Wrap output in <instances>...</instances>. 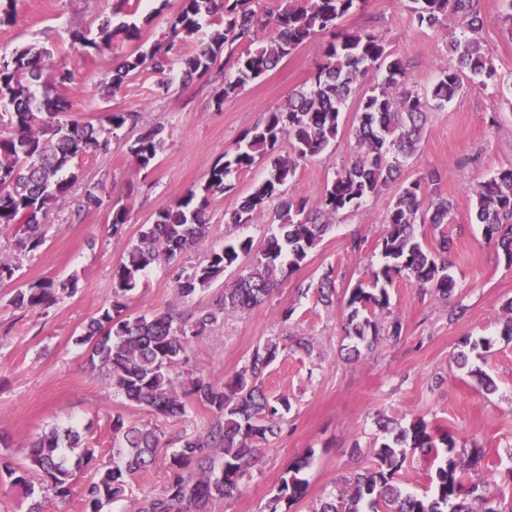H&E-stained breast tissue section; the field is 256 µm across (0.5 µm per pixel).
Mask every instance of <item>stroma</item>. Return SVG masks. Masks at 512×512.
<instances>
[{"mask_svg": "<svg viewBox=\"0 0 512 512\" xmlns=\"http://www.w3.org/2000/svg\"><path fill=\"white\" fill-rule=\"evenodd\" d=\"M118 5L119 0H16L13 21L0 25V53L39 43L50 52L47 72L73 70V82L61 90L71 104L69 119L96 124L109 112L139 115L136 126L115 132L107 155L82 161L81 181L41 222L45 242L38 250H21L13 230L0 231V257L15 268L12 285L0 288V461L24 463L32 438L51 428L76 426L84 431L94 450L93 462L78 473L63 512H83V485L93 477L96 464L112 457L113 418L120 415L139 424L151 420L149 413L126 406L108 379L91 369L85 346L77 342L88 320L112 301L113 268L158 208L178 203L187 190L204 184L213 163L236 150L244 133L260 124L266 112L282 106L293 91L310 86L325 42L317 36L220 108L213 103V74L187 78L178 68L162 74L133 72L107 97L103 80L136 50L165 37L179 0H141L134 16L139 40L119 35L100 51L73 44V31L95 37L101 20L112 17ZM479 8L484 25L478 37L492 52L496 78L484 87L468 86L445 108L430 112L420 146L402 171L406 181L433 170L443 175L436 191L452 202L454 220L439 230L419 225L417 234L426 245L447 234V258L458 283L451 304L463 305V316L449 319V304L407 278L394 279L388 287V309L376 314L381 333L373 351L355 361L343 359L345 291L370 281L380 265L377 241L398 184L368 197L357 211L338 216L307 260L265 302L244 313L226 312L188 351L191 369L220 382L246 363L258 343L279 339L280 355L268 371L266 386L272 394L288 395L292 403L278 435L262 444L243 493L218 502L215 512H263L288 465L310 448L315 454L305 472L306 495L291 512H311L320 499L342 490L352 468L372 465L371 450L383 439L377 427L382 417L404 427L421 418L453 435L458 447L485 448L484 472L495 477V493L503 505H512V340L504 335L512 320V268L473 222L478 183L512 164V34L500 21L502 0H480ZM342 24L379 32L389 51L402 59L415 89L430 87L448 67L449 29L418 26L409 0H369ZM158 123L165 127V149L153 167L140 170L128 146L142 128ZM357 123L358 101L352 98L335 143L297 168L293 184L309 204L321 199L327 183L353 155ZM268 173L267 162L257 161L234 175L233 192L211 198L210 245L222 247L241 232L256 240L263 237L268 213L258 214L241 232L225 224L224 215ZM89 185L97 186L104 203L75 216ZM116 203L127 207L129 220L123 235L114 238L109 213ZM354 238L363 239L361 252L350 251L348 243ZM330 266L337 275L335 302L327 305L315 296H301L300 288L316 283ZM239 273V268L228 269L222 280L182 301L172 269L156 266L129 294L127 312H197ZM71 277L78 283L76 293L60 296L49 307L16 309L10 304L15 289L41 278ZM287 308L293 314L285 320L281 314ZM396 320L401 331L395 336L390 325ZM294 334L313 339V356L291 346ZM467 338L490 340V349L467 352L468 366L486 372L494 391L478 385L468 376V366H461L458 355ZM355 446L360 449L356 457L351 454Z\"/></svg>", "mask_w": 512, "mask_h": 512, "instance_id": "obj_1", "label": "stroma"}]
</instances>
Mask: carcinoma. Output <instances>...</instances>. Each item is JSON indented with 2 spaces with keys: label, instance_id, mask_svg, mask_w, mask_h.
<instances>
[{
  "label": "carcinoma",
  "instance_id": "1",
  "mask_svg": "<svg viewBox=\"0 0 512 512\" xmlns=\"http://www.w3.org/2000/svg\"><path fill=\"white\" fill-rule=\"evenodd\" d=\"M282 9L267 20L277 30L276 39L251 49L259 21L252 0H180L169 21L173 37H191L201 20L213 19L220 26L209 42L182 59L183 73L205 74L218 57L234 69L224 74L214 93V104L238 93L247 83L273 70L284 58L320 33L330 34L322 51V63L308 90L288 97L287 103L266 113L262 124L247 133L237 150L224 154L211 168L198 190L190 189L173 206H162L152 222L143 225L112 270V304L90 319L78 342L87 346L92 370L104 373L113 392L129 405L159 418H184L197 405L215 415L203 434L185 432L180 447L159 459L158 427L112 420V461L82 489L84 512H102L104 506L133 497L131 479L163 462L167 478L152 497L137 499L133 512H212L219 501L240 495L258 459L259 445L277 434L283 413L290 408L288 396H271L265 377L280 352L279 341L257 345L248 362L224 382H214L186 368L187 349L224 317L226 311H245L264 302L281 283L285 270H294L322 241L336 216L350 212L368 197L395 182L405 160L417 150L429 112L440 109L464 88L463 78L483 86L496 75L490 49L476 34L483 26L479 0H410L419 26L441 27L453 18L461 37L450 43L452 64L436 83L421 92L406 80L403 62L387 51L384 38L369 30H343L340 21L366 7L368 0H282ZM123 34L128 41L140 38V27L106 19L98 26L88 46L98 49ZM170 48L156 44L114 69L104 82L106 95L115 94L130 72L171 67ZM49 51L27 44L0 56V228L15 229L18 247L39 249L44 238L39 231L42 217L66 197L80 180V162L110 150L111 135L135 119L129 112H112L99 125L66 120L61 115L69 104L51 90L69 84L73 72L58 69L42 79ZM382 74L379 92L361 98L353 135L355 154L338 172L314 207L292 189L300 162L325 151L336 141L342 111L358 85L370 74ZM292 142V154H275L283 136ZM165 127L151 125L129 147L139 169L149 168L163 152ZM259 156L272 157L271 170L255 183L225 223L244 227L255 215L271 210L275 230L254 246L250 237L238 238L216 249L207 244L209 197L235 189L234 173L249 170ZM442 180L438 171L403 182L387 214L378 241L382 265L373 281L359 282L349 290L343 327L353 344L347 358L361 356V347L374 346L380 334L378 321L366 312L389 305L387 286L395 277H406L448 301L457 288L447 262L448 238L441 236L432 247L416 237L418 224H450L453 205L433 195L430 186ZM96 187L85 189L78 211L102 206ZM129 219L126 206H112L109 233L120 237ZM474 221L482 226L488 242L501 249L512 266V164L495 172L476 192ZM205 251L203 260L184 267L176 278V292L185 301L219 279L228 269L248 265L208 309L185 318L178 311L127 313L129 292L151 267L171 263L190 249ZM73 280L44 279L18 290L10 304L15 308H40L53 304L59 295L75 292ZM318 300L330 302L336 294V271L326 268L314 288ZM385 441L373 449L375 465L355 471L344 479L345 489L320 503L312 512H504L491 486L494 479H471L483 470V448L458 449L455 439L438 433L422 419L407 427L385 423ZM420 452L432 457L429 490L419 495L402 489L398 472L408 455ZM93 450L77 427L51 429L30 444L27 461L5 468L7 484L16 494L31 500L28 512H45L46 492L65 501L72 485ZM310 456L291 464L281 477L277 492L266 505L267 512H289L292 503L306 491L304 470Z\"/></svg>",
  "mask_w": 512,
  "mask_h": 512
}]
</instances>
